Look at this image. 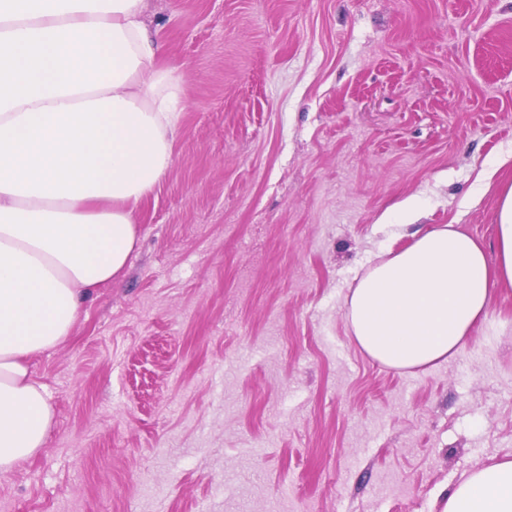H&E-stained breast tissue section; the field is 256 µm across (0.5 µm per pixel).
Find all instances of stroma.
Here are the masks:
<instances>
[{"label":"stroma","instance_id":"stroma-1","mask_svg":"<svg viewBox=\"0 0 512 512\" xmlns=\"http://www.w3.org/2000/svg\"><path fill=\"white\" fill-rule=\"evenodd\" d=\"M149 5L186 97L172 163L125 274L30 361L55 423L0 512H442L512 459V285L412 370L357 346L345 302L416 228L495 258L512 0Z\"/></svg>","mask_w":512,"mask_h":512}]
</instances>
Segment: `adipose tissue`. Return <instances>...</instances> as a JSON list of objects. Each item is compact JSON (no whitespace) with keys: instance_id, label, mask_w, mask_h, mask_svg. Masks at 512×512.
Listing matches in <instances>:
<instances>
[{"instance_id":"obj_1","label":"adipose tissue","mask_w":512,"mask_h":512,"mask_svg":"<svg viewBox=\"0 0 512 512\" xmlns=\"http://www.w3.org/2000/svg\"><path fill=\"white\" fill-rule=\"evenodd\" d=\"M146 0H0V473L44 448L54 409L30 359L70 336L83 298L118 279L130 205L169 169L186 102L156 65ZM495 261L452 227L370 265L346 301L357 345L399 370L456 357L512 285V186ZM442 512H512V460L475 469Z\"/></svg>"}]
</instances>
